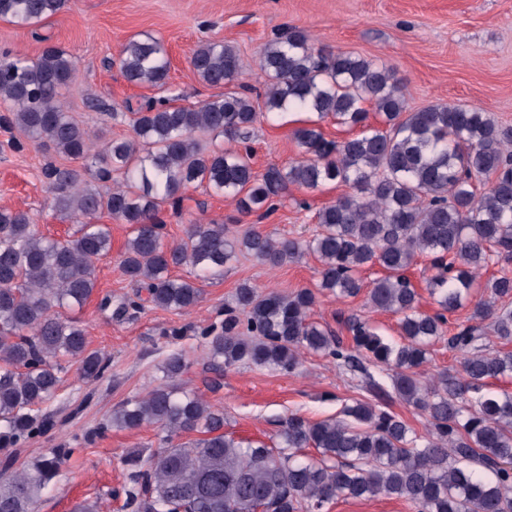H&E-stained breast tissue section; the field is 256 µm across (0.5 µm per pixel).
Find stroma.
Instances as JSON below:
<instances>
[{
	"label": "stroma",
	"mask_w": 512,
	"mask_h": 512,
	"mask_svg": "<svg viewBox=\"0 0 512 512\" xmlns=\"http://www.w3.org/2000/svg\"><path fill=\"white\" fill-rule=\"evenodd\" d=\"M289 28L307 32L317 47L392 67L408 109L460 104L512 125V0H69L38 29L0 19V53L33 59L50 42L76 57L77 70L64 93L68 112L90 130L103 128L109 136L122 138L130 136L131 129L126 122L112 120L109 109L151 97L196 105L220 95V88L205 85L190 64L199 42L232 45L247 81L258 88L262 82L255 61L260 49ZM133 37L163 41L171 63L166 87L135 86L121 75L118 54ZM95 100L100 103L96 109L91 106ZM310 119V114L293 113L273 124L258 121L250 142L254 169L286 167L299 159L293 133ZM54 158L21 130L0 128V209L28 212L41 234L64 239L76 226L56 217L42 176L45 163ZM347 191V186L334 183L315 191L289 186L263 228L277 237L310 238L317 229L315 212ZM160 216L173 241L195 221L214 220L242 229L255 222L238 212L234 201L203 185L190 187L179 207L164 206ZM97 221L111 228L113 255L98 263V294L76 315L87 328L91 349L106 357L107 368L99 379L86 381L76 365H69L56 398L47 406L49 430L0 450V465L16 470L48 449L70 448L35 512H74L77 503L93 499L100 501L102 512H128L123 493L128 470L121 459L132 451L150 454L157 446L156 431L151 426L115 428L98 437L93 431L127 398L161 382L170 350H180L186 359L185 386L223 408L225 432L239 439L270 442L277 420L288 414L313 420L333 417L341 400L355 397L346 377L318 354L303 355L299 369L290 374L252 364L210 370L200 331L223 320L224 304L240 284L283 294L309 288L316 292L312 321L332 325L343 313L369 320L383 336H399L398 315L369 309L361 295L339 299L319 291L320 264L311 255L274 269L240 259L225 268L223 279L204 283L203 301L187 314L148 305L112 316L99 309L100 296L117 299L136 292L117 259L130 227L106 214ZM173 328L180 329L178 338L167 337Z\"/></svg>",
	"instance_id": "obj_1"
}]
</instances>
